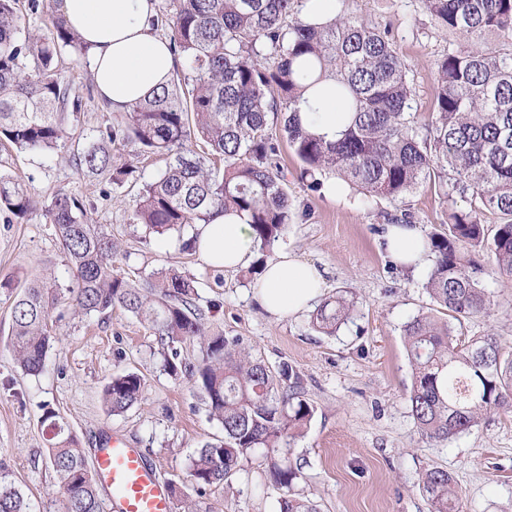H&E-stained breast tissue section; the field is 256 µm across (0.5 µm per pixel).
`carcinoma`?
<instances>
[{"label": "carcinoma", "mask_w": 512, "mask_h": 512, "mask_svg": "<svg viewBox=\"0 0 512 512\" xmlns=\"http://www.w3.org/2000/svg\"><path fill=\"white\" fill-rule=\"evenodd\" d=\"M18 2L0 0V141L19 152L55 151L65 144L68 116L81 110L58 60L66 51L84 57L86 47L56 11L45 30H26ZM301 2L169 0L162 27L178 63L168 84L124 111L123 122L97 130L73 157L80 169L119 185L135 170L117 151L133 142L164 160L165 170L140 187L131 223L162 235L207 223L216 212L244 213L263 250L294 217L271 113L306 176L335 173L366 198L402 202L428 182L447 203L455 195L469 200V211L450 210L448 233L428 238L433 265L426 289L448 319L420 314L404 326L411 416L421 435L452 440L486 417L512 412V351L490 332L459 338L450 323L488 313V279L512 276V0H421L441 32L458 38L436 61L423 125L415 121L416 90L389 29L345 14L310 23ZM486 32L493 40H479ZM309 90L335 97L346 113L336 140H323L301 122L295 105ZM39 206L54 225L74 285L0 281V289L15 292L8 343L17 366L29 375L42 370L55 306L86 315L118 306L153 329L164 370L175 379L191 376L224 429V438L202 443L190 458V484L200 491L227 482L254 449L265 448L283 491L279 512H318L293 492L301 471L275 458L314 415L292 366L275 373L237 339L207 334L192 308L193 281L179 272L162 270L144 288L131 283L114 271L117 245L104 225L91 222L82 201L59 191L42 204L0 169V213L23 217ZM489 214L499 219L492 228ZM461 243L491 254L495 267L469 258ZM355 307L343 296L328 299L312 324L333 334ZM188 341L200 345L192 366L181 357ZM144 388L143 375L118 374L104 404L114 415L124 413ZM41 423L51 433L46 459L65 498L62 512H104L85 449L48 404ZM422 491L430 512H457L459 489L447 470H426ZM0 512H32L5 471Z\"/></svg>", "instance_id": "carcinoma-1"}]
</instances>
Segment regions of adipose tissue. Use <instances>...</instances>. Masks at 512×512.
Listing matches in <instances>:
<instances>
[{
	"instance_id": "1",
	"label": "adipose tissue",
	"mask_w": 512,
	"mask_h": 512,
	"mask_svg": "<svg viewBox=\"0 0 512 512\" xmlns=\"http://www.w3.org/2000/svg\"><path fill=\"white\" fill-rule=\"evenodd\" d=\"M60 12L87 44L92 78L112 111H125L169 81L174 56L169 41L156 31L155 0H60ZM298 109L302 122L325 139H336L344 128L331 99L310 92ZM195 235L194 249L209 265L235 270L255 257L245 216L216 215L197 225ZM385 247L403 268H421L432 258L415 224L389 225ZM325 289L324 271L288 252L266 263L251 298L269 316L282 319L304 312Z\"/></svg>"
}]
</instances>
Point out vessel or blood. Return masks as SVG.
<instances>
[{
	"label": "vessel or blood",
	"mask_w": 512,
	"mask_h": 512,
	"mask_svg": "<svg viewBox=\"0 0 512 512\" xmlns=\"http://www.w3.org/2000/svg\"><path fill=\"white\" fill-rule=\"evenodd\" d=\"M93 472L117 512H173L168 487L127 440L115 437L99 448Z\"/></svg>",
	"instance_id": "b4317fda"
}]
</instances>
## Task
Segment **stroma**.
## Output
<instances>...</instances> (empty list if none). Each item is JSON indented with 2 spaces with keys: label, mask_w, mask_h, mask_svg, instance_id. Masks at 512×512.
I'll return each instance as SVG.
<instances>
[{
  "label": "stroma",
  "mask_w": 512,
  "mask_h": 512,
  "mask_svg": "<svg viewBox=\"0 0 512 512\" xmlns=\"http://www.w3.org/2000/svg\"><path fill=\"white\" fill-rule=\"evenodd\" d=\"M346 14L390 27L409 68L417 97L414 111L425 123L435 92V61L449 41L420 0H344ZM62 75L82 101L67 131L90 140L99 127L118 122L119 113L100 97L87 59L64 54ZM0 161L21 177L42 202L63 191L88 203L94 223L105 225L120 252L115 270L135 284L154 273L176 269L195 285L192 304L208 333L240 338L252 358L271 369L291 365L302 377L314 416L304 432L280 449L300 465L294 491L317 502L320 512H429L421 488L425 470H448L461 491L459 512H512V413L485 418L452 441L422 436L408 404L412 370L403 327L413 317L436 312L425 290L429 268L404 270L383 248L386 225L410 216L424 234L443 232L448 209L424 184L405 202L362 199L348 192L336 200L301 179V162L281 146L288 193L298 216L274 245L327 270V297L355 299L352 318L333 336L319 333L311 312L276 320L252 302L257 274L247 268L209 267L184 241L193 226L165 235L130 221L136 183L117 185L85 175L66 148L52 153H19L0 146ZM54 276L71 278L53 225L42 211L22 218L0 214V280ZM489 314L464 319L460 336L494 332L512 347V277L492 283ZM11 301L0 293V463L7 465L33 512H56L62 498L43 457L47 435L43 405L64 417L81 447L95 451L112 435L127 439L153 464L161 482L187 487V466L204 440L224 435L210 418L189 377L171 378L162 367L153 330L124 309L85 317L65 306L51 312L50 348L42 371L23 373L7 346ZM144 375L143 399L121 415L108 414L106 385L116 374ZM280 490L267 451L255 449L230 485L195 493L208 512H278Z\"/></svg>",
  "instance_id": "35a3bbf8"
}]
</instances>
